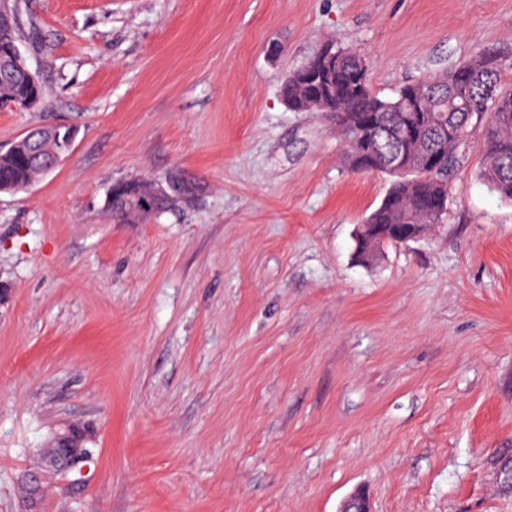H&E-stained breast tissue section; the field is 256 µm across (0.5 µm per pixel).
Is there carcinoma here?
Here are the masks:
<instances>
[{"label":"carcinoma","mask_w":512,"mask_h":512,"mask_svg":"<svg viewBox=\"0 0 512 512\" xmlns=\"http://www.w3.org/2000/svg\"><path fill=\"white\" fill-rule=\"evenodd\" d=\"M336 53L334 79L323 87L325 111L336 117L344 142L364 132L363 124L374 120L369 129L368 149L375 154L378 171L392 177L391 186L380 205L364 220L387 230L395 224H415L421 233L445 217L448 185L463 164L469 149L472 121H485L483 132L484 166L480 176L501 201L512 206V92L500 89L503 62L491 53L482 52L463 61L442 75H426L401 87L396 97L382 100L368 84V65L357 52L344 47L331 48ZM303 69L288 76L282 97L295 112H318L309 96L317 94L301 80ZM465 90L470 97L469 111H458V94ZM41 84L22 81L0 82V102L22 105L28 99L40 100ZM464 131L459 136L441 137L437 125ZM406 155V168L396 169L389 158ZM437 157L431 174L422 172L427 158ZM40 169L18 158L0 159V178L6 177L23 191ZM151 193L140 184H129L113 197L114 209L147 206Z\"/></svg>","instance_id":"carcinoma-1"}]
</instances>
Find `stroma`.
I'll use <instances>...</instances> for the list:
<instances>
[{"label": "stroma", "mask_w": 512, "mask_h": 512, "mask_svg": "<svg viewBox=\"0 0 512 512\" xmlns=\"http://www.w3.org/2000/svg\"><path fill=\"white\" fill-rule=\"evenodd\" d=\"M40 103L0 150L74 132L0 193V512L64 424L41 512H512V206L482 123L424 236L359 264L390 179L282 83L326 45L390 98L493 51L512 0H18ZM130 183L163 208L115 212ZM44 141L51 146L47 150H43L39 145L22 146V142L14 143L7 151L13 154H23L32 162L40 164L45 170L52 171L62 160L71 148L73 142V134L69 128L64 126H46ZM62 129H66L62 131ZM53 143L56 149L52 148ZM86 439V432L73 425L65 426L53 433L48 441L51 448L42 457L38 469L29 470L23 475L30 512L38 511L42 483L46 475L73 471L92 457L91 449L83 446Z\"/></svg>", "instance_id": "obj_1"}]
</instances>
